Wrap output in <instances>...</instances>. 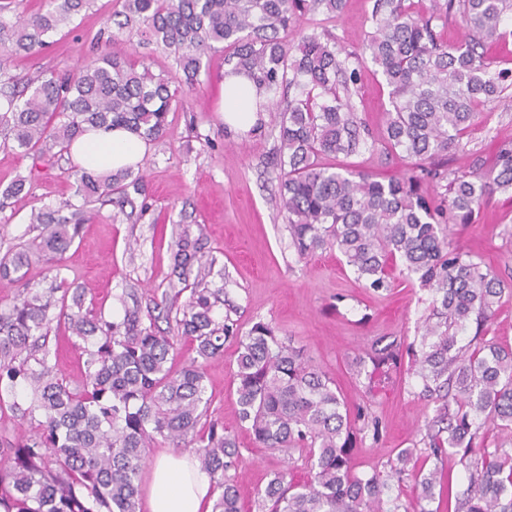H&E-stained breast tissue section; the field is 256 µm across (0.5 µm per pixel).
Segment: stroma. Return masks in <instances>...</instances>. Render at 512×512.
I'll use <instances>...</instances> for the list:
<instances>
[{
    "mask_svg": "<svg viewBox=\"0 0 512 512\" xmlns=\"http://www.w3.org/2000/svg\"><path fill=\"white\" fill-rule=\"evenodd\" d=\"M114 6V0H98L92 10L57 33L50 49L14 58L8 73L27 78L81 66ZM370 9V0H347L333 29L346 49L353 51L365 43ZM224 71L223 54L211 56L201 84L180 93L164 139L149 144L139 165L146 184L144 210L123 211L109 199L90 203L87 220L59 262L34 258L21 268L22 282L0 278V306L10 303L21 286L48 287V276L54 273L79 290L86 306L105 319L120 316L126 302L154 307L162 292L172 288L175 233L185 226L201 230L202 253L213 262L204 282L212 288L226 286L237 307L240 331L264 319L302 346L350 404L365 406L379 422L378 441L359 442L351 450L355 473L388 471L398 453L419 440L432 407L417 398L418 383L407 370L373 386L367 377L355 375L354 360L379 340H394L403 348L416 342L429 295L399 274L389 291L376 293L333 251L297 257L272 163L280 115L268 110L249 130H228L218 112ZM355 104L369 126L380 123L388 89L372 63L360 69ZM496 138H512V97L473 126L470 146L486 152ZM73 165L65 153L33 159L0 146V186L19 177L31 185L29 194L11 198L0 208V255L36 237L29 222L32 210L72 196L68 170ZM454 233L512 284V194L493 196L483 223L456 227ZM49 348L59 374L67 381H80L82 344L58 310L53 313ZM236 357L235 345L228 344L223 356L207 362L204 420L236 434L242 456L240 496L248 506L275 472L289 468L303 480L307 470L301 457L261 447L241 430L232 382Z\"/></svg>",
    "mask_w": 512,
    "mask_h": 512,
    "instance_id": "1",
    "label": "stroma"
}]
</instances>
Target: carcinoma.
Segmentation results:
<instances>
[{"label":"carcinoma","instance_id":"1","mask_svg":"<svg viewBox=\"0 0 512 512\" xmlns=\"http://www.w3.org/2000/svg\"><path fill=\"white\" fill-rule=\"evenodd\" d=\"M96 0H46L28 12L25 0H0V142L39 158L90 129L123 128L153 142L164 137L182 87L201 83L207 59L224 53L227 73L252 80L267 103L296 91L279 123L280 198L298 257L337 251L357 279L375 292L390 289L397 270L431 294L411 370L417 396L433 405L426 420L423 461L438 465L414 473V512H512V453L489 449L481 431L512 433V347L485 339L488 326L512 297L496 272L453 237L456 225L477 224L497 192H512V139H500L492 158L468 148L469 131L512 90L509 59L493 54L512 43V0H372V31L361 51H347L325 29L308 33L301 19L339 20L345 0H117L106 29L75 72L36 84L6 75L18 55L39 53L52 35ZM457 20L462 40L448 36ZM153 45L172 57L168 76L136 66L125 44ZM371 61L388 88L382 124L370 129L358 116L360 67ZM466 165L443 163L449 152ZM364 152L407 160L398 177H384L339 161ZM74 196L53 209L32 211L41 225L35 250L4 255L0 277L30 260L62 256L74 242L91 199L117 193L131 202L144 183L129 168L95 174L71 170ZM435 183L426 194L424 181ZM199 239L183 230L174 242L173 274L187 282ZM224 287L193 288L176 319L196 356L174 368L177 348L153 311L124 305L105 320L75 290L52 280L22 291L0 307V402L36 422L35 434L0 442V512H140L139 480L146 448L192 447L218 495L212 512H242L236 480V435L206 413L203 363L237 344L233 381L238 418L264 448L305 454L310 478L273 475L257 493L256 512H409L392 487L404 481L416 449L405 448L383 474L353 472L350 448L378 439L379 422L350 407L328 374L303 347L255 322L240 334L216 306ZM67 311L72 335L83 342L80 385L70 388L49 360L46 340L56 305ZM475 325L469 344L461 333ZM388 382L400 362L395 342L356 357L360 369ZM457 456L468 472L457 489L441 463Z\"/></svg>","mask_w":512,"mask_h":512}]
</instances>
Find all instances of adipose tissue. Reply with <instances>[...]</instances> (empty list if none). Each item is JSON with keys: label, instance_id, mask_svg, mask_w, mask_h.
Listing matches in <instances>:
<instances>
[{"label": "adipose tissue", "instance_id": "ef3b65f1", "mask_svg": "<svg viewBox=\"0 0 512 512\" xmlns=\"http://www.w3.org/2000/svg\"><path fill=\"white\" fill-rule=\"evenodd\" d=\"M260 95L243 77L225 78L219 112L227 127L247 130L259 119ZM144 141L122 128L93 129L70 147L84 169L101 173L139 163L146 153ZM211 481L192 455L168 451L152 465L146 512H211Z\"/></svg>", "mask_w": 512, "mask_h": 512}]
</instances>
